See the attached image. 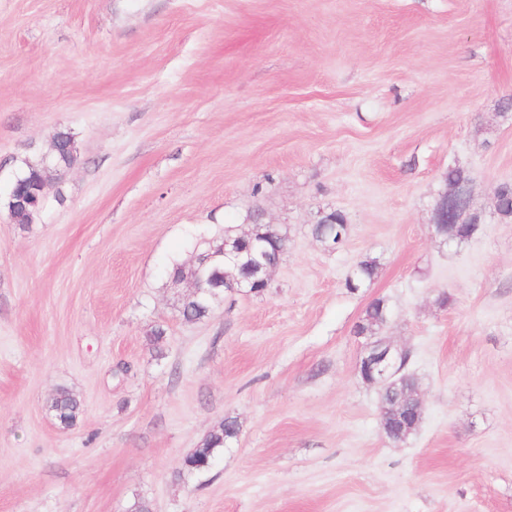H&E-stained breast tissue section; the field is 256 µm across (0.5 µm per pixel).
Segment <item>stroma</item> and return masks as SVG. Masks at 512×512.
Here are the masks:
<instances>
[{"instance_id": "obj_1", "label": "stroma", "mask_w": 512, "mask_h": 512, "mask_svg": "<svg viewBox=\"0 0 512 512\" xmlns=\"http://www.w3.org/2000/svg\"><path fill=\"white\" fill-rule=\"evenodd\" d=\"M62 131L76 160L22 228L11 178ZM452 168L483 222L446 246ZM502 182L512 0H0V512H512ZM332 211L333 252L311 234ZM256 221L288 231L268 288L182 320L169 267ZM377 298L422 388L403 444L358 373ZM311 232L318 241L336 242V247H340L347 238L348 224L341 212L334 211L323 216L318 224H313ZM324 247L331 251L336 250L334 245H325ZM380 266L381 263L377 257L366 256L358 262L352 276L347 279V288L358 290L366 282H371L378 276ZM390 316L389 309L383 299H377L367 307L362 322L356 326L358 336H377ZM47 407L62 427L69 428L77 421L81 412V401L67 388H60ZM239 424L236 419L227 418L218 430L211 432L192 453L184 458L183 465L189 472L208 471L224 446L238 437Z\"/></svg>"}]
</instances>
